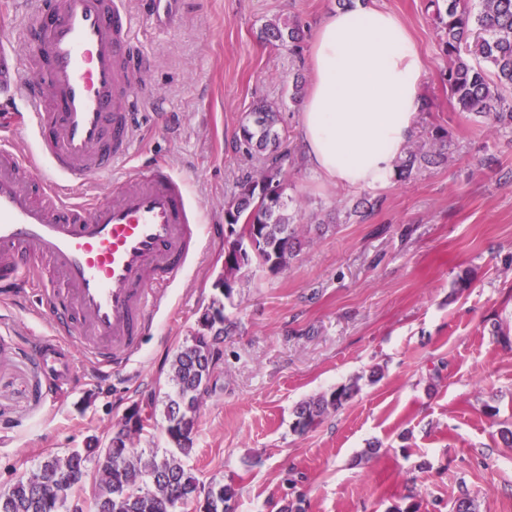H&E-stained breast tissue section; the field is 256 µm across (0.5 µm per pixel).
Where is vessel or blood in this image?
Returning <instances> with one entry per match:
<instances>
[{
  "label": "vessel or blood",
  "mask_w": 512,
  "mask_h": 512,
  "mask_svg": "<svg viewBox=\"0 0 512 512\" xmlns=\"http://www.w3.org/2000/svg\"><path fill=\"white\" fill-rule=\"evenodd\" d=\"M180 4L141 0L140 16L165 28ZM134 18L119 0H33L19 27L26 55L0 46V100L30 101L17 131L37 150L32 161L0 146V284L21 286L28 266L46 264L57 336L113 362L138 351L161 289L202 241L198 208L165 165L113 183L100 201L68 195L131 149L134 100L149 72L132 45ZM70 349L45 341L55 376L68 369Z\"/></svg>",
  "instance_id": "b4317fda"
}]
</instances>
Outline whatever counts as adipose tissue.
Returning a JSON list of instances; mask_svg holds the SVG:
<instances>
[{
    "label": "adipose tissue",
    "instance_id": "adipose-tissue-1",
    "mask_svg": "<svg viewBox=\"0 0 512 512\" xmlns=\"http://www.w3.org/2000/svg\"><path fill=\"white\" fill-rule=\"evenodd\" d=\"M300 114L305 163L349 189L386 186L417 129L424 59L401 19L354 0L317 22Z\"/></svg>",
    "mask_w": 512,
    "mask_h": 512
}]
</instances>
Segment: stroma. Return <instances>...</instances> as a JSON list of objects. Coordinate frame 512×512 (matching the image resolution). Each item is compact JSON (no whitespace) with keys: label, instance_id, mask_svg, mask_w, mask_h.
Listing matches in <instances>:
<instances>
[{"label":"stroma","instance_id":"1","mask_svg":"<svg viewBox=\"0 0 512 512\" xmlns=\"http://www.w3.org/2000/svg\"><path fill=\"white\" fill-rule=\"evenodd\" d=\"M377 2L418 41L429 104L418 126L447 130L448 160L373 190L327 184L302 162L301 105L289 94L310 84L307 54L261 37L289 19L312 33L337 0H183L173 26L137 23L152 74L131 153L78 193L105 197L109 180L161 161L200 209L201 248L129 361L104 367L76 349L55 385L35 351L50 335L47 270L39 286L0 291V485L47 454L107 443L132 404L166 388L174 353L215 295L224 204L242 176L264 169L235 135L267 101L281 106L303 246L279 272L252 269L224 305L238 329L220 343L200 402V479L233 480L235 512H280L299 494L306 512H451L465 492L475 512H512V444L501 436L512 429V133L460 112L426 0ZM491 155L497 165L484 166ZM365 198L373 212L350 217ZM353 381L359 390L341 408L294 431L300 402Z\"/></svg>","mask_w":512,"mask_h":512}]
</instances>
